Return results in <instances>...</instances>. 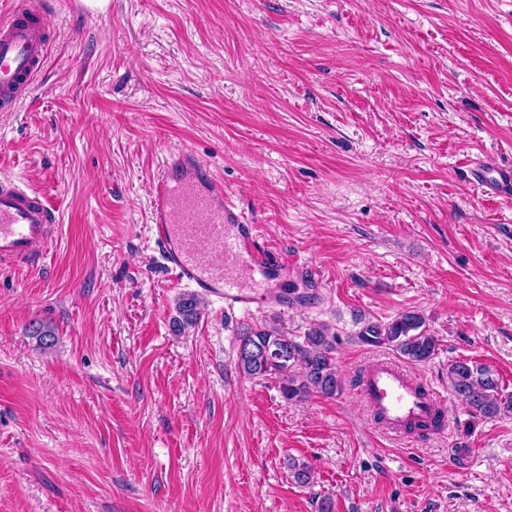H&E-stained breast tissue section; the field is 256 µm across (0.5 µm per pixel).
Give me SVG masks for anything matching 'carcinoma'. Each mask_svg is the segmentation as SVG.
<instances>
[{
	"label": "carcinoma",
	"instance_id": "obj_1",
	"mask_svg": "<svg viewBox=\"0 0 512 512\" xmlns=\"http://www.w3.org/2000/svg\"><path fill=\"white\" fill-rule=\"evenodd\" d=\"M174 330L182 332L193 326L199 316L198 300L190 294L177 304ZM32 335L45 347L53 344L54 331L47 325H31ZM359 342L371 346L388 345L410 363L430 360L437 341L425 326L423 316L414 311L398 314L387 323H367L357 333ZM238 346L251 353L236 354L238 369L249 378L273 379L286 401H298L313 393L333 397L341 390L336 370V335L326 327H312L302 336L289 333L274 319L261 326L246 328ZM448 387L453 397L473 418L491 419L512 415V393H504L501 383L486 368L466 359L448 365ZM293 481L307 485L313 480L312 469L304 462L288 461Z\"/></svg>",
	"mask_w": 512,
	"mask_h": 512
}]
</instances>
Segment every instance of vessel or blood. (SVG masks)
<instances>
[{
  "label": "vessel or blood",
  "instance_id": "vessel-or-blood-1",
  "mask_svg": "<svg viewBox=\"0 0 512 512\" xmlns=\"http://www.w3.org/2000/svg\"><path fill=\"white\" fill-rule=\"evenodd\" d=\"M35 0H24L21 17L0 19V108L12 110L17 86L33 82L49 48L52 19L25 21ZM471 182L483 192H512V170L477 157ZM60 216L43 194L12 179L0 180V269L39 268L57 243ZM150 230L164 266L201 296L226 309L249 311L271 288L288 281L314 286L321 277L310 265L291 262L259 242L260 227L216 185L209 166L189 151L169 155L150 189ZM360 396L381 428L405 435L409 424L433 420L444 397L399 363L382 358L365 369Z\"/></svg>",
  "mask_w": 512,
  "mask_h": 512
}]
</instances>
